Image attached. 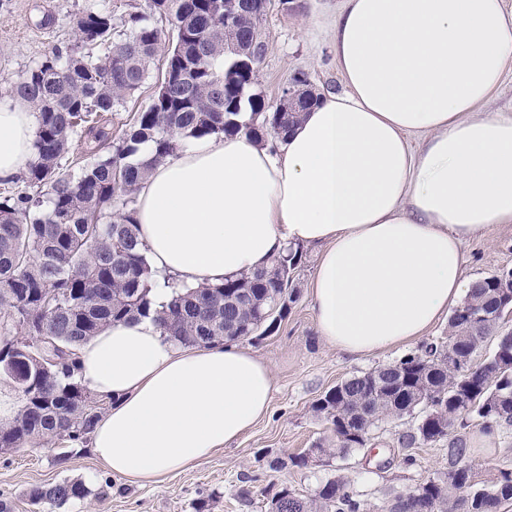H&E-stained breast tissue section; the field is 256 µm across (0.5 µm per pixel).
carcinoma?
<instances>
[{
    "mask_svg": "<svg viewBox=\"0 0 512 512\" xmlns=\"http://www.w3.org/2000/svg\"><path fill=\"white\" fill-rule=\"evenodd\" d=\"M266 2L239 0L241 15L229 20L224 0H147L146 9L117 20L87 0L70 17L75 41L63 56L51 51L11 86L39 122L25 189L0 200V383L18 403L13 420L0 424V448L91 429L99 411L76 376L75 351L108 324L150 317L164 335L193 347L257 340L288 313L303 256L294 245L266 269L176 292L156 306L147 248L127 208L181 141L240 132L263 141L300 121V112L281 120L250 92L266 53ZM158 55L184 80L161 84L112 140L98 117L126 104ZM79 134L91 137L93 159L74 175L67 161ZM511 309L512 268L479 279L448 318L445 340L348 377L317 399L313 411L328 424L334 447L318 443L291 463L344 456L365 447L382 423L415 416L400 446L448 441V471L391 495L384 512L410 501L427 512H495L511 501L512 471L477 479L463 434L476 421L486 434L512 425V331L503 330ZM490 336L496 344L485 356ZM452 351L469 361L449 360ZM347 487L339 476L309 497L283 488L268 512H367ZM87 495L82 482L64 479L34 487L28 501L53 509Z\"/></svg>",
    "mask_w": 512,
    "mask_h": 512,
    "instance_id": "obj_1",
    "label": "carcinoma"
}]
</instances>
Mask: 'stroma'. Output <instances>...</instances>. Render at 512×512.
Returning a JSON list of instances; mask_svg holds the SVG:
<instances>
[{
	"label": "stroma",
	"instance_id": "1",
	"mask_svg": "<svg viewBox=\"0 0 512 512\" xmlns=\"http://www.w3.org/2000/svg\"><path fill=\"white\" fill-rule=\"evenodd\" d=\"M85 0H0V96L6 94L35 62L57 46L74 40L68 23ZM337 0H270L263 18L267 50L258 67L254 92L276 106L294 78L306 79L317 93L341 91L328 31ZM50 17L38 26L39 17ZM165 70L155 58L143 86L124 108L105 113L113 136L133 123L148 106ZM319 246L303 248L294 273L298 298L277 331L248 343L247 348L268 363L274 390L270 409L238 441L225 446L193 469L171 476L157 487H142L108 473L89 448L74 449L62 459L61 440L0 454V504L8 512H32L27 493L36 485L65 478L84 481L89 497L69 503L62 512H267L269 497L281 488L310 495L338 474L350 479L349 490L381 512L391 493H404L448 468V444L441 441L414 449L415 464L404 462L397 445L399 432L411 418L382 424L368 447L343 457H319L299 468L289 457L301 454L327 437L325 422L312 405L325 391L354 374L374 370L403 356L393 349L375 357L351 360L318 336L310 303V285ZM465 271L479 279L512 268V224H493L464 246ZM286 459V467L269 469L271 458ZM473 462L481 479L498 470H512V426L499 428L489 448L476 449Z\"/></svg>",
	"mask_w": 512,
	"mask_h": 512
}]
</instances>
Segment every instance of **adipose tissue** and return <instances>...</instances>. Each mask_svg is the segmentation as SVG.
I'll return each mask as SVG.
<instances>
[{
    "mask_svg": "<svg viewBox=\"0 0 512 512\" xmlns=\"http://www.w3.org/2000/svg\"><path fill=\"white\" fill-rule=\"evenodd\" d=\"M330 42L344 89L280 134L207 136L158 163L134 218L157 276L180 288L318 244L317 332L353 358L406 346L470 291L463 245L512 224V113L488 112L512 67L504 0H340ZM38 114L0 97V179L35 158ZM78 377L109 404L91 446L158 485L238 439L269 408L270 367L237 343L184 347L149 318L103 327Z\"/></svg>",
    "mask_w": 512,
    "mask_h": 512,
    "instance_id": "obj_1",
    "label": "adipose tissue"
}]
</instances>
